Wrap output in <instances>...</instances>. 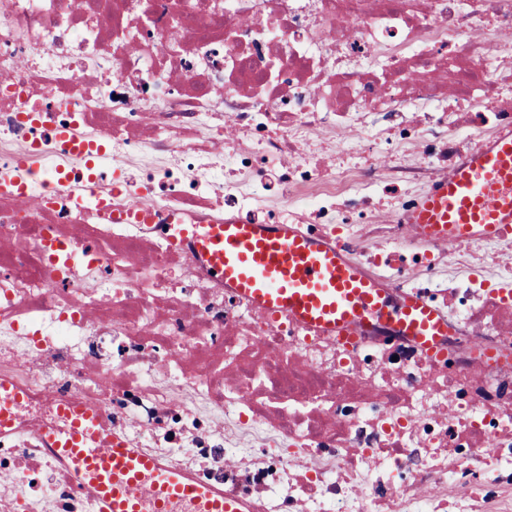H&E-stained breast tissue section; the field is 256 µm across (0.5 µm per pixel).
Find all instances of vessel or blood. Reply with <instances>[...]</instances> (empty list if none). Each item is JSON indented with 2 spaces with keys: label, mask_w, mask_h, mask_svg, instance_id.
Segmentation results:
<instances>
[{
  "label": "vessel or blood",
  "mask_w": 512,
  "mask_h": 512,
  "mask_svg": "<svg viewBox=\"0 0 512 512\" xmlns=\"http://www.w3.org/2000/svg\"><path fill=\"white\" fill-rule=\"evenodd\" d=\"M436 238L480 242L512 231V131L476 151L448 182L424 196L410 216ZM202 256L228 287L271 310L348 336L352 326L382 321L431 350L448 325L423 301L389 299L384 290L347 263L328 243L304 238L275 224H195L188 228ZM70 421L45 438L94 488L104 512H246L193 483L180 471L128 446L118 436L103 440L99 418L80 404L64 410Z\"/></svg>",
  "instance_id": "b4317fda"
}]
</instances>
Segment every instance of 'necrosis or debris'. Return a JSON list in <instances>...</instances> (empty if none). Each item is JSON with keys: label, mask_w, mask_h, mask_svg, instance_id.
Wrapping results in <instances>:
<instances>
[{"label": "necrosis or debris", "mask_w": 512, "mask_h": 512, "mask_svg": "<svg viewBox=\"0 0 512 512\" xmlns=\"http://www.w3.org/2000/svg\"><path fill=\"white\" fill-rule=\"evenodd\" d=\"M511 29L512 0H0V512H101L43 437L74 401L248 512H512V232L406 221L512 128L484 39ZM242 220L329 238L448 336L257 307L180 234Z\"/></svg>", "instance_id": "1"}]
</instances>
